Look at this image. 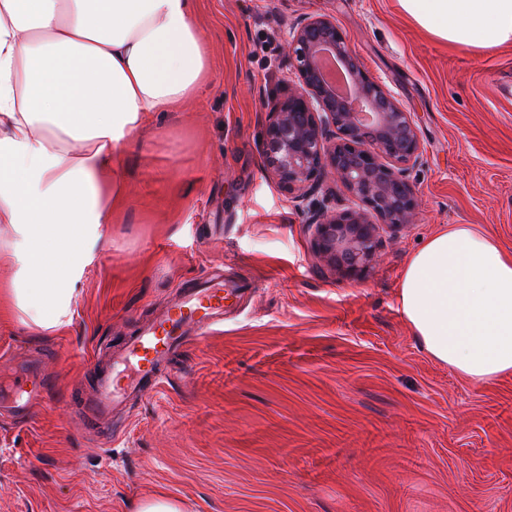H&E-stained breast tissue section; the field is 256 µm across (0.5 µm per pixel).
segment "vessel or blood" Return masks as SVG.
Wrapping results in <instances>:
<instances>
[{"instance_id": "1", "label": "vessel or blood", "mask_w": 512, "mask_h": 512, "mask_svg": "<svg viewBox=\"0 0 512 512\" xmlns=\"http://www.w3.org/2000/svg\"><path fill=\"white\" fill-rule=\"evenodd\" d=\"M245 279L204 283L131 337L123 354L110 362L84 402L95 419L108 421L113 411L146 387L158 385L161 366L185 343L209 332L224 313L250 288Z\"/></svg>"}]
</instances>
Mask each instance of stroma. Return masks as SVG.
Segmentation results:
<instances>
[{"instance_id":"obj_1","label":"stroma","mask_w":512,"mask_h":512,"mask_svg":"<svg viewBox=\"0 0 512 512\" xmlns=\"http://www.w3.org/2000/svg\"><path fill=\"white\" fill-rule=\"evenodd\" d=\"M195 7L212 80L150 113L123 151V198L71 324L41 332L0 308V512H137L158 495L185 512H512V376L463 379L397 305L404 265L442 226L512 251V45L451 47L397 0ZM322 14L415 113L422 146L406 173L416 223L380 228L355 276L314 256L306 211L262 158L265 105L288 78L282 35ZM208 275L253 291L105 437L83 406L99 361ZM25 371L40 388L21 417Z\"/></svg>"}]
</instances>
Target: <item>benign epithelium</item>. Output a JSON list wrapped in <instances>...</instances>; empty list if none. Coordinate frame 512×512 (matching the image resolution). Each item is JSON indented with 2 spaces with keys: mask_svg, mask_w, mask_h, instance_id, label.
<instances>
[{
  "mask_svg": "<svg viewBox=\"0 0 512 512\" xmlns=\"http://www.w3.org/2000/svg\"><path fill=\"white\" fill-rule=\"evenodd\" d=\"M284 50L293 63L283 95L267 102L263 157L279 188L307 208L314 255L341 274H356L378 248L375 214L397 233L415 223L421 200L405 179L422 154L413 113L358 62L336 21L309 16L288 29ZM338 60L349 96L336 94L318 56ZM352 197L341 210L314 196L327 178Z\"/></svg>",
  "mask_w": 512,
  "mask_h": 512,
  "instance_id": "obj_1",
  "label": "benign epithelium"
}]
</instances>
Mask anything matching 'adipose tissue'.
<instances>
[{
    "instance_id": "1",
    "label": "adipose tissue",
    "mask_w": 512,
    "mask_h": 512,
    "mask_svg": "<svg viewBox=\"0 0 512 512\" xmlns=\"http://www.w3.org/2000/svg\"><path fill=\"white\" fill-rule=\"evenodd\" d=\"M463 48L512 44V0H398ZM195 0H0V264L27 326L72 321L112 217V175L148 113L207 84ZM398 309L420 347L470 382L512 376V255L451 224L403 269Z\"/></svg>"
}]
</instances>
